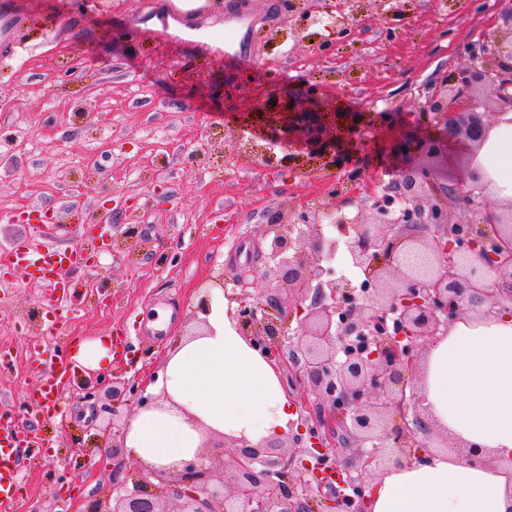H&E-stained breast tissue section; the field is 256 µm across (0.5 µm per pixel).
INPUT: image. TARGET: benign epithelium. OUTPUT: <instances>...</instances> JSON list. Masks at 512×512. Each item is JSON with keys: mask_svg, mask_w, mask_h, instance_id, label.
Segmentation results:
<instances>
[{"mask_svg": "<svg viewBox=\"0 0 512 512\" xmlns=\"http://www.w3.org/2000/svg\"><path fill=\"white\" fill-rule=\"evenodd\" d=\"M468 56L469 65L450 79L451 93L437 91L423 104L437 134L400 142L407 163L399 180L374 193L376 221L357 225L345 241L369 287L351 288L323 266L339 242L323 234L319 220L269 217L268 261L257 280L272 279L310 303L296 305L301 333L287 344L283 308L273 295L261 317L241 303L238 324L269 358L292 364L303 405L315 399L329 406L304 418L309 458L274 455L270 443L239 439L212 489L206 488L212 468L197 461L172 473L142 466L132 489L92 500L86 512H310L306 493L314 484L326 489L324 500L334 507L361 512L377 469L400 466L432 447L418 415L408 418L417 408L418 350L478 306H512V201L504 208L491 198V182L474 158L460 183L442 179L431 164L450 139L476 150L486 141L491 124L478 85L512 112V42L493 36L471 45ZM296 135L321 151L343 153L314 112L294 113L274 140L288 143ZM462 207L478 223L457 219ZM395 411L402 424L390 427L387 417ZM344 437L358 442L355 452L347 453Z\"/></svg>", "mask_w": 512, "mask_h": 512, "instance_id": "1", "label": "benign epithelium"}]
</instances>
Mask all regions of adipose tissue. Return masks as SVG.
<instances>
[{
    "mask_svg": "<svg viewBox=\"0 0 512 512\" xmlns=\"http://www.w3.org/2000/svg\"><path fill=\"white\" fill-rule=\"evenodd\" d=\"M494 192L512 198V113L499 116L478 153ZM204 325L168 351L153 386L162 398L137 410L124 446L139 461L171 471L201 455L208 437L258 445L297 421L281 370L269 362L224 305L210 301ZM79 370L112 366V339L83 338ZM420 416L459 444L432 452L373 483L364 512H512V312L462 317L429 345L418 383Z\"/></svg>",
    "mask_w": 512,
    "mask_h": 512,
    "instance_id": "1",
    "label": "adipose tissue"
}]
</instances>
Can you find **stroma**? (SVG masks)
I'll return each mask as SVG.
<instances>
[{"instance_id": "35a3bbf8", "label": "stroma", "mask_w": 512, "mask_h": 512, "mask_svg": "<svg viewBox=\"0 0 512 512\" xmlns=\"http://www.w3.org/2000/svg\"><path fill=\"white\" fill-rule=\"evenodd\" d=\"M19 2L15 48L0 52V249L53 241L93 263L65 274L62 296L36 266L0 263V423L38 438L19 463L18 512H84L125 480L100 435L122 445L145 378L199 325L202 303L219 298L231 315L241 298L265 301V289L240 282L269 251L270 214L332 208L371 221L370 191L399 178L393 144L432 132L427 95L468 64L469 45L507 36L512 20L488 0H359L353 10L318 0L300 33L294 0H252L243 59L215 40L229 0L189 14L171 0ZM273 87L282 95L264 104ZM288 112L320 113L338 140L359 113L344 168L301 143L265 164ZM192 142L202 156L190 157ZM106 205L136 236L108 248L92 237L87 223ZM32 212L51 224H28ZM104 332L125 357L95 378L72 371L52 396L57 415L37 411L39 352Z\"/></svg>"}]
</instances>
